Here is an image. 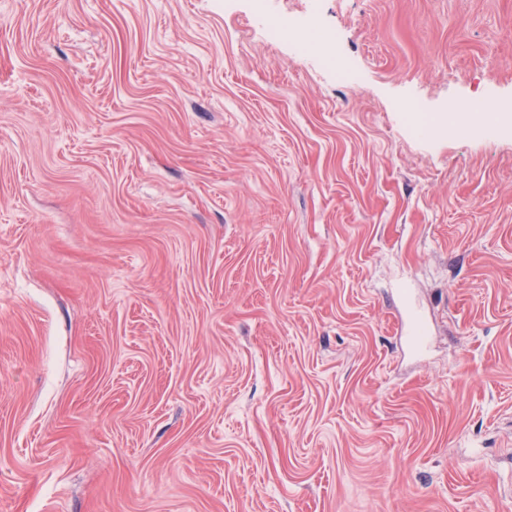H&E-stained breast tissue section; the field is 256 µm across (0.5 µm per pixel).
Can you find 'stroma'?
<instances>
[{"mask_svg":"<svg viewBox=\"0 0 512 512\" xmlns=\"http://www.w3.org/2000/svg\"><path fill=\"white\" fill-rule=\"evenodd\" d=\"M0 0V512H512V0ZM253 14L263 23L264 30L271 41L287 42L300 55L317 53L319 59L336 73V80L348 82L352 75L350 69L331 52V47L337 41V35L332 31L315 30L291 18L288 14L274 13L269 9L268 0H252ZM499 106L497 103L493 101H486L482 105L478 106L474 110L467 112H456L458 109H454V106L450 108V112L454 113L456 116L459 113H462L459 121L454 123V125L458 128L462 129H471L482 124L486 123L488 120H495L499 123L501 127L512 128V115L508 112H496Z\"/></svg>","mask_w":512,"mask_h":512,"instance_id":"stroma-1","label":"stroma"}]
</instances>
